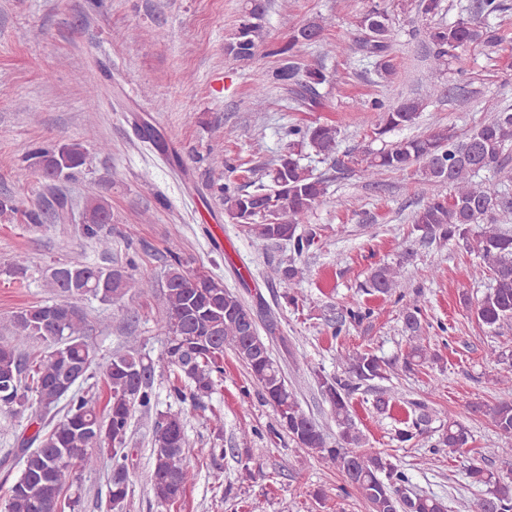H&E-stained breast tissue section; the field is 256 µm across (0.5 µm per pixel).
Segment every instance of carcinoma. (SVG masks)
I'll return each mask as SVG.
<instances>
[{"mask_svg":"<svg viewBox=\"0 0 512 512\" xmlns=\"http://www.w3.org/2000/svg\"><path fill=\"white\" fill-rule=\"evenodd\" d=\"M442 4L443 0H401L402 7H410L425 18L439 14ZM266 12L267 0H246L242 19L226 46L235 60L249 62L255 58ZM325 24L322 17L310 20L293 31L288 43L269 51L281 57L282 65L275 78L289 87L298 111L318 103L319 86L329 77L321 69L298 66L294 50L299 45L321 41ZM359 25L360 51L375 60L384 75H392L389 15L375 6L362 15ZM428 40L432 65L426 96L406 98L388 108L379 100L373 101L371 111L380 113L374 128L377 137L415 124L427 99L437 92L434 76L442 67L470 45L498 42L499 35L495 27L461 17L451 24L429 27ZM483 111L490 117L463 136L452 126L440 125L425 135L378 150L367 149L354 159V164L359 176L372 183L383 174H404L415 168L427 182L448 184L449 196L432 195L414 211L413 231L430 243L463 240L469 251L480 258L482 271L488 273L493 285L476 308V320L496 329L512 321V232L498 224L500 215L512 213V197L502 191L512 184V168L505 157L512 148V109L501 106L495 98H487ZM288 138V151L264 172L268 181L260 179L253 182L252 190L243 191L229 180L218 192L225 214L245 228L257 248L282 241L290 245L294 257L272 268L268 277L291 284L305 279L306 268L297 261L320 241L316 230L305 225V219L327 194L325 180L301 164L300 156L308 149L323 160L332 157L339 130L334 125H292ZM22 156L27 168L46 182L68 179L90 162L88 151L80 142L30 144ZM483 170L492 172L494 181L478 179ZM18 211L24 222L33 227L47 222L42 209L22 210L15 199L0 197V214ZM110 223L109 200L102 195L87 197L80 230L103 253L112 246L111 232L106 229ZM404 264L400 260L371 269L362 287L370 295H392ZM47 286L59 300L12 312L11 337L0 338V396L4 398L0 412L11 418L31 410L28 428L32 429L21 439V473L0 497L4 499V512H58L61 495L73 483L75 469L93 468L104 453L112 458L108 509L124 512L130 493L128 461L132 449L127 447L128 432L135 409L148 412L156 405L155 366L174 374L176 382L168 394L173 402H189L197 407L211 398L224 376L226 348L246 367L251 380L261 389L262 398L273 406L279 427L296 447L338 469L369 512H448L443 500L410 491L407 474L382 452L364 449L365 438L356 422L354 396L361 387L387 379L388 372L398 367L413 372L440 360L424 344L419 295L407 300L401 295L397 299L407 333L406 349L400 357L385 361L363 349L347 356L342 373H315L336 425V440L332 443L323 428L301 409L281 366L272 357L269 340L260 336L258 327L249 321L251 307L226 288L222 280L189 268L181 256L170 255L160 293L164 347L154 361L140 353L137 340L133 339L128 353L113 357L105 365L103 375L109 399L104 412L82 390L95 378V352L82 340L86 314L72 300L88 296L112 305L129 294H153V284L119 268L92 264L75 253L52 270ZM369 315L368 311L347 310L336 320L333 336L341 335L348 323H363ZM30 341L49 343L52 350L44 355L21 353L18 345ZM394 400L395 393L384 389L375 396L372 406L385 413L392 409ZM62 402L67 407L66 418L53 425L46 416ZM412 406L405 428L398 431L397 440L401 443L423 436L433 422L426 403L414 402ZM468 410L490 418L501 435L512 439L511 400L493 405L471 402ZM185 421L184 409L169 408L152 430L150 485L160 507L175 504L185 493ZM469 437V429L448 415L440 420L436 447L457 452L466 447ZM89 448L97 449L98 454L87 452ZM466 475L480 487L469 504L470 512H512L511 482L502 481L475 459L469 461Z\"/></svg>","mask_w":512,"mask_h":512,"instance_id":"obj_1","label":"carcinoma"}]
</instances>
